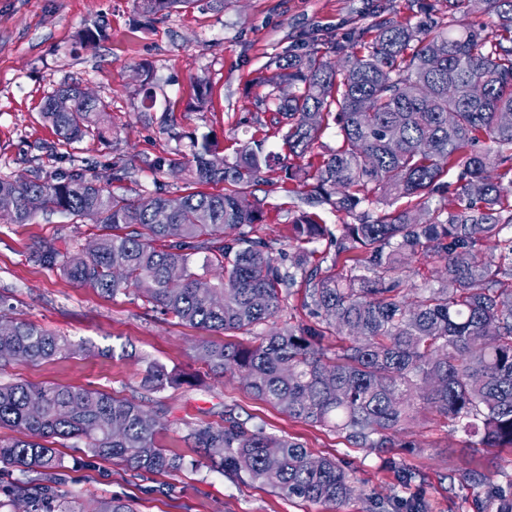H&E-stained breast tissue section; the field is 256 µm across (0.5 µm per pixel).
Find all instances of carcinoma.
Segmentation results:
<instances>
[{"label": "carcinoma", "mask_w": 512, "mask_h": 512, "mask_svg": "<svg viewBox=\"0 0 512 512\" xmlns=\"http://www.w3.org/2000/svg\"><path fill=\"white\" fill-rule=\"evenodd\" d=\"M194 0H136L156 19ZM480 12L479 30L453 32L442 21L400 23L385 14L351 29L336 46L337 68L312 50L289 55L261 104L274 112L288 155L302 158L334 116L341 145L317 164L288 173L310 207L328 205L355 217L330 232L313 212L294 221L290 251L241 232L263 222L260 206L245 204L267 180L271 154L264 141L244 142L233 162L209 135L192 136L190 159L157 157L154 174L186 176L191 191L170 197L135 196L99 185L83 172L36 180L0 178V193L16 197L12 224L40 212L89 219L110 232L92 247L62 250L43 241L35 262L78 286L115 298L135 294L164 315L210 331L253 333L269 323L299 289L313 323L275 327L259 343L202 342L197 358L212 372L241 373L258 399L295 419L326 426L352 444L384 453L393 437L429 407L485 448H512V0H448V9ZM79 84L63 83L47 96L42 118L58 141L103 138L109 104L86 99ZM61 94L69 111L57 110ZM456 174L448 195L442 178ZM224 185L207 192L195 186ZM406 199L386 210L392 194ZM327 236L334 254L314 260L306 245ZM491 239L498 254L482 242ZM222 275L210 280L192 271ZM427 254L440 263L435 283L417 300L404 295L409 260ZM353 260L336 272L341 257ZM346 343L332 352L330 333ZM76 352L65 336L0 314V367L18 357L65 358ZM177 378L156 362L141 379L146 394ZM0 427L27 439L0 441V469L35 473L0 487V512H136L112 497L82 508L81 494L59 493L65 468L51 438L83 442L88 457H109L140 473L175 475L185 457L158 444L160 419L141 400L117 399L80 386L0 382ZM184 439L236 476L288 498L336 509L356 496L354 477L334 458L313 457L299 442L247 428L232 414L224 424L198 423ZM478 512H512V484L496 486Z\"/></svg>", "instance_id": "cac0c4a2"}]
</instances>
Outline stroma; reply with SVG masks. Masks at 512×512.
I'll return each instance as SVG.
<instances>
[{
  "label": "stroma",
  "mask_w": 512,
  "mask_h": 512,
  "mask_svg": "<svg viewBox=\"0 0 512 512\" xmlns=\"http://www.w3.org/2000/svg\"><path fill=\"white\" fill-rule=\"evenodd\" d=\"M387 5L396 19L414 22L446 12L445 0H224L220 7L198 0L149 23L136 12L134 0H0V177L28 178L35 172L46 177L76 166L108 187L115 169L122 168L127 194L158 189L177 196L187 188L184 178L154 174L146 163L188 153L191 136L211 134L229 161L238 141L251 137L285 153L271 113L258 101L257 77L275 73L286 55L312 48L336 61L337 43L352 27L369 26ZM97 27L103 39L90 45L78 40L80 31ZM145 68L157 85V103L150 109L142 105L139 75ZM201 79L208 83L210 104L198 112L193 105ZM65 81L109 102L110 137L58 142L40 112L46 96ZM292 186L283 167L252 191L264 214L250 234L279 250L288 249L301 209ZM100 231L93 221L77 224L59 213L37 215L29 224L0 221V295L8 297L17 317L83 346L66 358L14 360L0 369V381L83 386L137 399L146 360L175 375L195 376V387L166 388L146 404L164 423L159 445L185 456L191 466L175 476L140 475L118 461L90 460L61 445L57 451L66 471L60 492L75 488L88 500L118 496L131 500L137 512H327L325 506L224 474L184 442L187 425H220L229 412L247 427L294 438L313 456L339 459L365 497L377 499L381 512H397L399 500L411 496L426 499L430 512H476L486 490L460 482V474L477 470L494 484L512 482V448L478 447L476 436L431 409L396 435V446L385 457L353 446L332 428L290 419L254 397L239 373L217 375L196 359L200 342L247 346L254 336L177 323L136 296H104L31 258L40 241L84 244ZM400 468L420 472L423 481L399 484Z\"/></svg>",
  "instance_id": "1"
}]
</instances>
